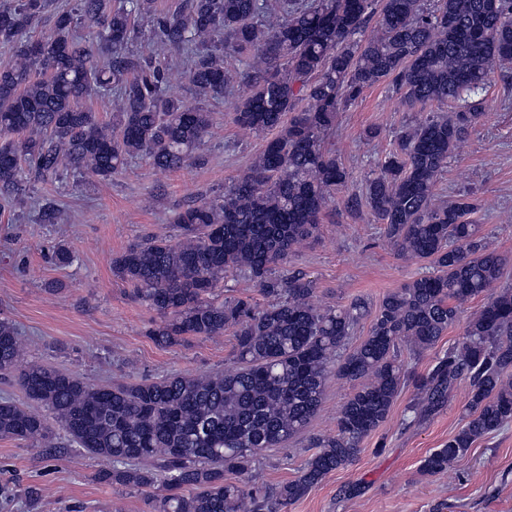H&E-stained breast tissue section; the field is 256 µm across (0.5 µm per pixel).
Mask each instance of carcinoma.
<instances>
[{
	"label": "carcinoma",
	"instance_id": "carcinoma-1",
	"mask_svg": "<svg viewBox=\"0 0 512 512\" xmlns=\"http://www.w3.org/2000/svg\"><path fill=\"white\" fill-rule=\"evenodd\" d=\"M119 2L80 0L95 30L88 41L62 10L53 36L17 44L46 0L0 9V44L15 45V63L0 68V192L64 165L103 179L134 156L162 170L183 168L211 118L166 94L161 55L186 53L188 79L203 97L233 83L225 57H252L230 117L274 136L224 193L175 213L178 241L132 243L112 258L114 275L159 315L149 331L157 344L230 330L233 361L207 376L92 385L23 361L14 325L0 320V378L17 376L26 397L50 412L0 400V439L51 450L59 429L70 446L112 463L98 480L162 489L156 512H283L353 461L409 384L420 394L409 411L431 416L468 380L465 422L423 461L427 473L447 470L512 422V290L497 288L508 256L484 241L466 196L445 202L436 194L448 159L483 116L474 97L512 63V0H182L159 13L154 0ZM144 15L156 48L126 54ZM103 53L111 54L106 67L98 63ZM383 81L405 103L437 111L400 132L397 149L346 205L369 207L398 254L433 272L387 293L374 312L363 299L322 309L311 302L306 273L276 268L317 236L328 202L347 185L348 173L324 147L337 112ZM93 92L115 96L112 123L83 106ZM236 271L261 288L266 305L217 294ZM476 298L483 303L462 341L427 373L408 372L400 346L434 348L459 307ZM369 315L368 335L344 353ZM333 371L359 385L341 407L336 435L313 440L301 474L263 491L231 481L227 474L248 473L262 451L307 426Z\"/></svg>",
	"mask_w": 512,
	"mask_h": 512
}]
</instances>
